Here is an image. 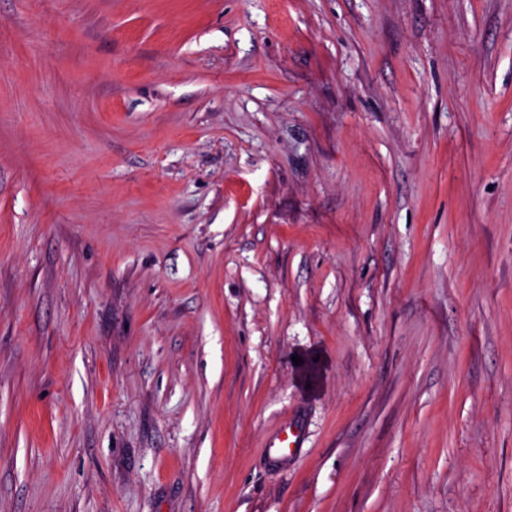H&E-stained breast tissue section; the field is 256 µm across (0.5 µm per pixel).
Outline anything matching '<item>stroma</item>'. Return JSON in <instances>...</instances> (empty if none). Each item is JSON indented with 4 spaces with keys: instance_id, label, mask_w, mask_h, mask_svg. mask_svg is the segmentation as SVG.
<instances>
[{
    "instance_id": "35a3bbf8",
    "label": "stroma",
    "mask_w": 512,
    "mask_h": 512,
    "mask_svg": "<svg viewBox=\"0 0 512 512\" xmlns=\"http://www.w3.org/2000/svg\"><path fill=\"white\" fill-rule=\"evenodd\" d=\"M0 512H512V0H0Z\"/></svg>"
}]
</instances>
